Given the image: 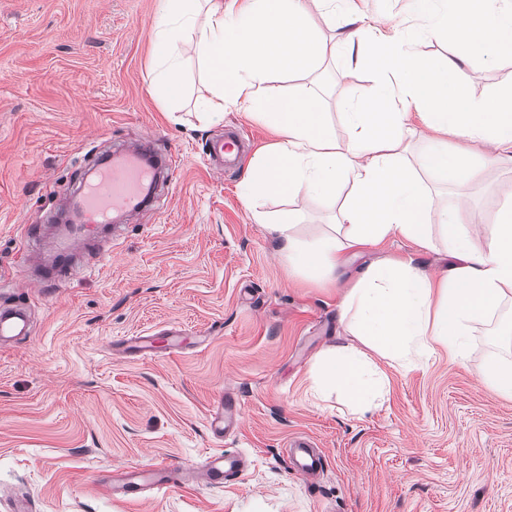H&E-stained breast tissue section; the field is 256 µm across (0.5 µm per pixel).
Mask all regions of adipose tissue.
Listing matches in <instances>:
<instances>
[{
  "label": "adipose tissue",
  "mask_w": 512,
  "mask_h": 512,
  "mask_svg": "<svg viewBox=\"0 0 512 512\" xmlns=\"http://www.w3.org/2000/svg\"><path fill=\"white\" fill-rule=\"evenodd\" d=\"M414 2L413 22L396 24L392 35L387 32L390 17L360 16L354 0H160L155 27L161 51L150 91L161 103L175 106L184 95L181 46L189 41L210 88L209 97L199 103L203 119L214 121L244 106L278 135V142L255 158L243 178L244 200L271 192L322 199L340 183L350 184L338 216L347 228L340 239L300 237L292 212L274 221L254 212L256 223L275 234L290 273H333L348 252L392 236L430 248L424 218L438 210L448 252L459 261L452 276L433 277L410 260L368 266L343 301L361 346H336L313 369L315 394L341 391L359 412L370 410L389 385L372 354L404 367L413 356L439 347L461 356L471 325L512 300V204L502 205L483 235L474 236L471 227L483 222L481 214L457 204L437 209L430 191L405 167L413 151L412 107L422 124L437 133L427 142L423 160L437 182L475 181L488 169L512 165V84L486 98H443L397 67L375 70V95L342 104L348 135L340 142L311 89L295 85L284 93L278 88L294 76V66L284 60V46L294 33L312 48L314 61L330 58L345 71L382 51L410 60L418 38L449 31L455 35V51L447 67L459 84L466 80L461 62L512 47V0ZM319 22L337 30V37L317 39L314 27ZM448 132L460 142L456 150L441 139ZM469 142L484 147L474 163L465 148ZM385 172L397 177L393 191L378 206L362 208L361 193Z\"/></svg>",
  "instance_id": "adipose-tissue-1"
}]
</instances>
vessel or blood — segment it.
I'll return each instance as SVG.
<instances>
[{
	"mask_svg": "<svg viewBox=\"0 0 512 512\" xmlns=\"http://www.w3.org/2000/svg\"><path fill=\"white\" fill-rule=\"evenodd\" d=\"M151 142H144L124 151L121 158L96 162L92 179L82 180L73 192L72 201L82 214L79 223L71 225L68 232L55 240L42 242L41 227L28 231L23 246L22 264L31 266L41 259L40 246L53 251L56 260L44 271L45 278L69 282L81 274L80 267L72 264L71 257L80 246L86 244L93 233L112 222L118 212H132L144 207L151 199L156 183V169L175 163L173 155L152 157ZM246 149L245 140L236 133L211 140L208 147L210 159L217 165L238 163ZM26 320L21 308L0 309V338L26 335ZM238 414L237 404L228 399L213 405L210 428L214 436H223L233 425ZM295 452L293 466L302 475L314 477L323 464L319 451L308 440L293 442ZM170 464L161 462L144 471H130L119 486V493L136 496L145 484L165 488ZM241 459L238 454L227 453L208 456L203 465V478L212 486L223 485L225 479L239 475Z\"/></svg>",
	"mask_w": 512,
	"mask_h": 512,
	"instance_id": "obj_1",
	"label": "vessel or blood"
}]
</instances>
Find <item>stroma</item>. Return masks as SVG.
I'll return each mask as SVG.
<instances>
[{
	"instance_id": "stroma-1",
	"label": "stroma",
	"mask_w": 512,
	"mask_h": 512,
	"mask_svg": "<svg viewBox=\"0 0 512 512\" xmlns=\"http://www.w3.org/2000/svg\"><path fill=\"white\" fill-rule=\"evenodd\" d=\"M157 0H0V305H21L31 333L0 344V512H512V396L477 378L491 357L512 360L501 337L512 306L473 324L463 361L445 349L401 370L377 357L387 394L359 414L341 395L314 396L311 369L353 342L340 304L369 265L413 258L452 274L437 214L428 249L391 237L348 257L330 279L289 275L277 240L253 219L299 213L297 231L326 232L350 191L335 197L242 200L245 169L209 168L206 146L240 127L255 149L276 134L247 111L204 124L195 102L208 86L185 51L186 96L174 112L147 91L159 48ZM472 96L512 83V56L466 62ZM316 84L337 140L343 101L369 98L366 67L342 75L331 61L302 71ZM151 135L178 164L152 206L122 220L112 247L77 280L14 286L24 227L50 223L92 153ZM409 169L439 203L471 197L486 217L512 198V172L445 186L418 157ZM183 329L165 348L163 331ZM152 335V357L127 340ZM233 397L240 423L224 437L210 409ZM313 439L324 458L313 481L297 474L290 438ZM239 453L244 470L223 486L200 476L206 457ZM165 461L173 485L128 500L103 491L127 467Z\"/></svg>"
}]
</instances>
